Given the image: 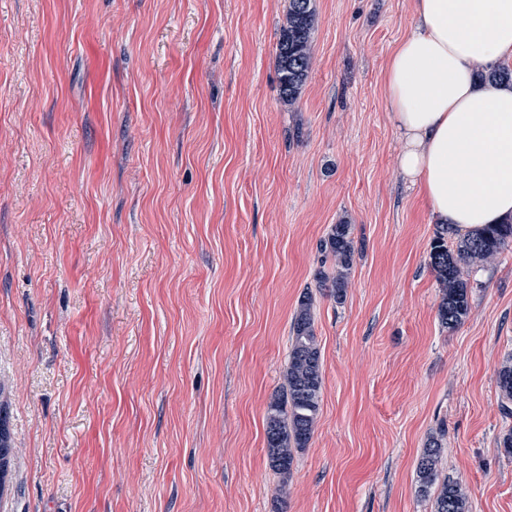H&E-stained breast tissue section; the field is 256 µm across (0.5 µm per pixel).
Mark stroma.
<instances>
[{"label":"stroma","instance_id":"stroma-1","mask_svg":"<svg viewBox=\"0 0 512 512\" xmlns=\"http://www.w3.org/2000/svg\"><path fill=\"white\" fill-rule=\"evenodd\" d=\"M288 0H0V512H512V247L438 318L436 224L401 179L384 70L413 0H316L279 98ZM352 226L343 301L319 244ZM314 298L321 409L270 467L291 321ZM316 18L315 0H288L286 24L276 47L279 95L288 106L297 102L312 68ZM497 386L504 413L511 411L512 404V356L506 359L497 370ZM6 462L9 470L2 469V462ZM11 476V448L9 442V432L6 427L5 420L2 416L0 410V498H3V495L7 488V483L9 487ZM441 452L442 446L439 439L430 437L417 465L419 492L427 494L430 488L437 485L434 512H469L468 494L459 481L448 478L441 484H437V464Z\"/></svg>","mask_w":512,"mask_h":512}]
</instances>
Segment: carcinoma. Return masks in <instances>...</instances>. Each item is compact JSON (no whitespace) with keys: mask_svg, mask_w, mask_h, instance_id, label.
Wrapping results in <instances>:
<instances>
[{"mask_svg":"<svg viewBox=\"0 0 512 512\" xmlns=\"http://www.w3.org/2000/svg\"><path fill=\"white\" fill-rule=\"evenodd\" d=\"M317 18L315 0H288L286 24L281 31L276 62L279 95L283 103L294 105L312 68V34ZM483 83L512 85V66L502 64L478 74ZM454 239L455 249L448 248ZM512 243V218L489 224L463 234L441 226L436 230L429 252V263L443 288L438 309L441 323L450 330L461 325L470 312L468 282L462 277L463 266L486 265ZM325 257L334 261V271L318 274V287L329 290L341 302L347 287V275L355 253L351 225L335 224L320 243ZM313 294L305 291L295 309L291 346L284 380L286 400L270 402L266 415V449L270 466L288 480L293 452L307 446L322 399V362L317 344ZM497 386L504 412L512 411V357L497 370ZM442 452L438 438L432 436L417 465L419 492L436 488L434 512H469L465 487L450 478L438 482L437 464ZM11 463L9 432L0 415V463Z\"/></svg>","mask_w":512,"mask_h":512,"instance_id":"cac0c4a2","label":"carcinoma"}]
</instances>
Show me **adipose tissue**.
<instances>
[{
	"label": "adipose tissue",
	"mask_w": 512,
	"mask_h": 512,
	"mask_svg": "<svg viewBox=\"0 0 512 512\" xmlns=\"http://www.w3.org/2000/svg\"><path fill=\"white\" fill-rule=\"evenodd\" d=\"M385 70L397 166L437 223L461 231L512 217V85L479 82L512 58V0H414Z\"/></svg>",
	"instance_id": "adipose-tissue-1"
}]
</instances>
